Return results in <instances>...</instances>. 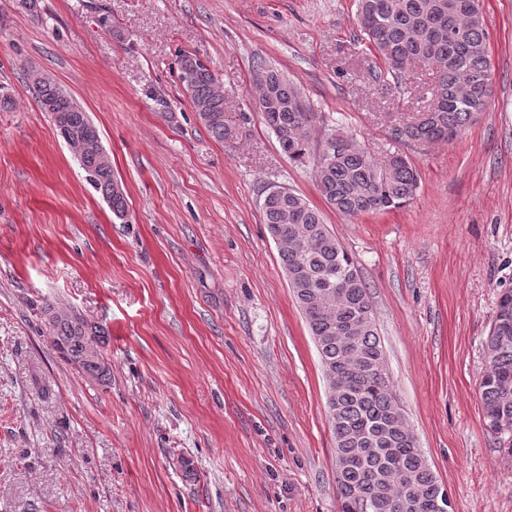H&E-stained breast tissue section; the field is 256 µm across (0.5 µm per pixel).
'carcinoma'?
Here are the masks:
<instances>
[{"label": "carcinoma", "mask_w": 512, "mask_h": 512, "mask_svg": "<svg viewBox=\"0 0 512 512\" xmlns=\"http://www.w3.org/2000/svg\"><path fill=\"white\" fill-rule=\"evenodd\" d=\"M355 24L394 77L423 65L437 69L432 103L396 129L398 138L452 141L485 111L490 96L483 82L489 71L488 36L480 0H356ZM254 77L263 121L282 153L290 159L305 157L316 113L277 68L260 61ZM28 90L43 111L63 117L71 137H99L88 113L62 94L58 84ZM186 91L200 121L214 138L224 140V96L214 72L199 67ZM332 139L342 150L316 165L319 192L331 208L357 217L398 209L413 198L418 173L407 156L378 162L354 138L335 134ZM79 165L87 182L111 198L112 214L123 219L127 196L111 193L113 173L98 170L92 155ZM262 210L269 234L284 243L283 269L321 357L341 512H436L435 505L448 495L418 448L390 385L370 296L355 261L304 196L280 187L276 195L263 198ZM42 314L61 357L97 380H108L103 351L107 331L53 303L45 304ZM347 329L354 336L350 346L340 339ZM485 354L488 369L479 382L484 419L495 434L512 435L511 288L499 298Z\"/></svg>", "instance_id": "cac0c4a2"}]
</instances>
